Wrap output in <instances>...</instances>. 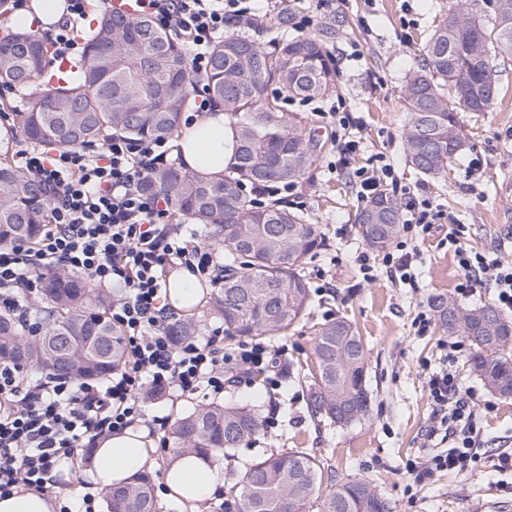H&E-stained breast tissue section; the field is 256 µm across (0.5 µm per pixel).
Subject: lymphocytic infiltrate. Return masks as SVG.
Wrapping results in <instances>:
<instances>
[{"label": "lymphocytic infiltrate", "instance_id": "f902f5d3", "mask_svg": "<svg viewBox=\"0 0 512 512\" xmlns=\"http://www.w3.org/2000/svg\"><path fill=\"white\" fill-rule=\"evenodd\" d=\"M147 13L189 50V75L201 116L206 96L209 50L230 30L252 25L253 0H146ZM90 0H68L67 13L49 34L51 59L84 54L77 40ZM171 140L131 142L115 136L93 150L29 146L18 153L20 169L52 193L51 222L36 243L0 247V306L16 311L21 299L39 293L44 272L82 273L102 285L121 288L112 320L129 353L126 364L102 383L53 378L33 382L18 366L0 365V497L19 488L50 490L61 459L74 457L84 443L124 431L144 418L143 395L160 391L182 399L223 393L259 372L279 384V354L264 341L228 347L222 330L175 344L168 334L174 318L165 304L167 272L183 268L219 285L224 253L194 245L174 223L169 201L148 190V178L171 165ZM463 271L462 297L489 290L493 302L512 311V262L498 255L455 250ZM429 394L443 413L450 441L434 456V471L462 472L480 456L473 423L475 405L455 372L432 373Z\"/></svg>", "mask_w": 512, "mask_h": 512}]
</instances>
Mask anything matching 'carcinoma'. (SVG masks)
Masks as SVG:
<instances>
[{
    "mask_svg": "<svg viewBox=\"0 0 512 512\" xmlns=\"http://www.w3.org/2000/svg\"><path fill=\"white\" fill-rule=\"evenodd\" d=\"M424 46V65L403 88L410 112L404 129L408 162L426 177L442 176L463 151L466 136L458 112H484L499 94L493 61L512 58V15L496 14L487 29L479 0H456ZM292 18L277 14L266 27L269 39L257 43L230 34L210 52L207 90L224 104L231 133V162L220 175L171 165L150 176L152 188L170 201L186 222L211 231L209 245L227 249L222 284L214 290L210 314L232 337L265 339L288 333L313 305L303 272L324 246L321 225L279 198L256 203L245 187L294 182L310 171L320 143L307 118L288 102L322 99L338 89V73L326 49L327 33L284 35ZM44 42L29 31L0 40V87L22 94L14 128L33 142L61 149L102 144L113 134L130 140L167 138L178 131L190 101L186 53L182 43L148 17L104 13L87 35V48L65 84L42 90ZM48 190L25 178L8 153H0V245L38 239L49 224ZM402 203L380 190L355 215L362 241L376 252L396 239ZM438 328L466 336L474 346L471 371L493 394L512 395V322L491 306L495 340L474 327L463 306L440 293L432 297ZM459 311L448 322V306ZM112 296L91 280L67 272L42 279L38 333L32 334L12 312L0 310V364L33 366L53 377L103 382L126 358L120 330L112 323ZM197 325H170L181 343ZM305 404L318 421L338 427L369 417L365 345L356 326L342 317L316 332L311 363L302 375ZM354 401L352 414L336 412V400ZM265 425L254 406L210 403L186 413L172 430L181 452L209 455L239 448ZM322 464L305 449L254 460L236 482L239 495L224 512H394L386 498L373 497L364 479L322 490ZM108 512H156L153 483L139 473L105 494Z\"/></svg>",
    "mask_w": 512,
    "mask_h": 512,
    "instance_id": "cac0c4a2",
    "label": "carcinoma"
}]
</instances>
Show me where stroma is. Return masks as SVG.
I'll use <instances>...</instances> for the list:
<instances>
[{"label": "stroma", "mask_w": 512, "mask_h": 512, "mask_svg": "<svg viewBox=\"0 0 512 512\" xmlns=\"http://www.w3.org/2000/svg\"><path fill=\"white\" fill-rule=\"evenodd\" d=\"M452 2L284 0L281 9L292 14L295 33L330 31L326 47L339 74L336 97L344 111L363 119L356 153L348 167L337 170L333 164L341 143L334 127L318 113L319 108L329 107V100L291 104L304 113L327 146L309 174L292 183L287 202L309 213L325 235L320 257L305 266L307 279L324 269L335 290L315 295L308 320L274 338V345L288 348L281 358L288 369L281 386L272 389L255 380L225 387L223 402H250L272 425L250 447L224 455L222 494L194 507L166 498L164 471L175 445L164 440L162 432L151 433L154 451L149 473L158 512H217L218 504L233 498L237 476L247 463L295 448L319 456L324 481H370L394 512H495V504L512 501V495L500 487L501 475L491 469L494 456L512 450V396L491 394L471 373L468 353L450 357L449 338L436 325L421 334L414 323L418 313L431 312L433 295H457L462 274L448 242L456 225L467 227L461 245L479 252L496 250L512 232V61L498 66L501 91L494 104L484 112L461 113L471 147L447 174L424 177L405 155L403 130L409 114L402 90L407 77L421 69L424 43L447 16ZM474 160L480 168L475 178H466L465 171ZM383 162L394 168L388 191L406 202L430 201L444 214L415 241L421 258L410 285L391 277L384 253L372 254L371 274H363L360 268L359 257L367 247L354 224L362 204L354 186L355 173ZM339 317L355 321L364 338L366 379L372 394L369 418L347 428L309 415L299 375L301 364L312 353L317 327ZM449 366L463 388L475 395L481 461L468 472L438 471L420 483L413 464L448 448L440 437H428L427 429L436 412L428 377Z\"/></svg>", "instance_id": "stroma-1"}]
</instances>
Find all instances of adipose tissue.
<instances>
[{"label":"adipose tissue","instance_id":"ef3b65f1","mask_svg":"<svg viewBox=\"0 0 512 512\" xmlns=\"http://www.w3.org/2000/svg\"><path fill=\"white\" fill-rule=\"evenodd\" d=\"M184 163L203 173L224 170L229 152L224 147V106L187 126L180 141ZM151 441L140 430L125 431L102 439L92 456L90 477L102 491L122 485L149 466ZM165 484L172 499L188 504L214 497L224 486V468L213 458L173 454L167 463Z\"/></svg>","mask_w":512,"mask_h":512}]
</instances>
